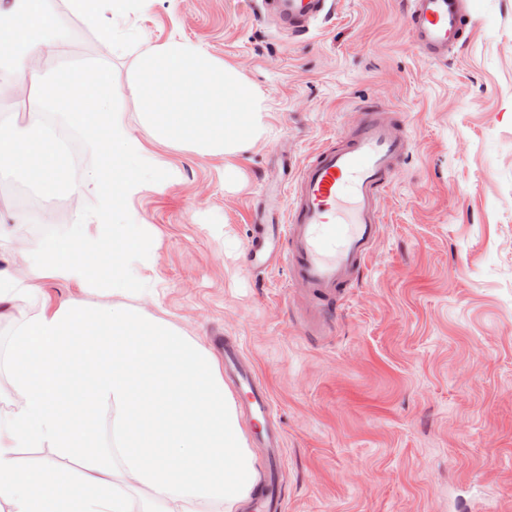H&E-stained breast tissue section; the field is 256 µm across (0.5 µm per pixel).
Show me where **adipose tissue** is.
<instances>
[{
  "label": "adipose tissue",
  "mask_w": 512,
  "mask_h": 512,
  "mask_svg": "<svg viewBox=\"0 0 512 512\" xmlns=\"http://www.w3.org/2000/svg\"><path fill=\"white\" fill-rule=\"evenodd\" d=\"M51 0H0V69L82 130L102 158L135 160L139 174L106 184L101 171L73 181L40 125L0 124V161L30 173L48 195L97 193L96 230L73 225L38 250L0 252V320L13 322L0 366V512H240L257 486L258 460L217 358L199 338L146 305L131 264L149 266L145 228L117 224L124 200L144 188L155 160L112 109L102 69L46 75L60 52ZM77 294L34 310L21 300L42 280ZM109 432H102V424ZM27 448L49 450L37 480L20 465ZM81 459L76 475L57 466Z\"/></svg>",
  "instance_id": "ef3b65f1"
}]
</instances>
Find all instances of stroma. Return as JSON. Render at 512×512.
<instances>
[{
    "label": "stroma",
    "instance_id": "stroma-1",
    "mask_svg": "<svg viewBox=\"0 0 512 512\" xmlns=\"http://www.w3.org/2000/svg\"><path fill=\"white\" fill-rule=\"evenodd\" d=\"M469 7L459 47L434 62L403 0H331L296 38L258 0H133L114 43L57 12L70 35L49 67L110 70L113 111L158 162L119 216L151 233L133 280L157 290L154 315L241 342L285 435V512H512V0ZM172 37L256 89L262 140L230 157L153 140L129 81ZM377 98L405 115L410 151L359 282L319 305L284 267L251 269V225L282 223L302 164ZM17 187L41 202L31 248L98 222L94 193L43 195L8 163L2 222Z\"/></svg>",
    "mask_w": 512,
    "mask_h": 512
}]
</instances>
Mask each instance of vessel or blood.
Returning <instances> with one entry per match:
<instances>
[{
	"mask_svg": "<svg viewBox=\"0 0 512 512\" xmlns=\"http://www.w3.org/2000/svg\"><path fill=\"white\" fill-rule=\"evenodd\" d=\"M327 0H263L265 9L289 34L307 32L326 12ZM405 22L418 52L427 60L447 59L460 43L470 14L466 0H406ZM377 103L357 128L325 145L301 168L286 194V220L253 227V262L257 269L287 266L292 280L317 299L336 297L358 281L383 222L380 199L391 186L410 142L403 127ZM224 350V373L258 419L272 403L257 370L244 366L239 342L216 337ZM257 439L268 448L267 483L256 493L252 512H282L283 501L272 487L278 482L284 436L261 430Z\"/></svg>",
	"mask_w": 512,
	"mask_h": 512,
	"instance_id": "1",
	"label": "vessel or blood"
}]
</instances>
